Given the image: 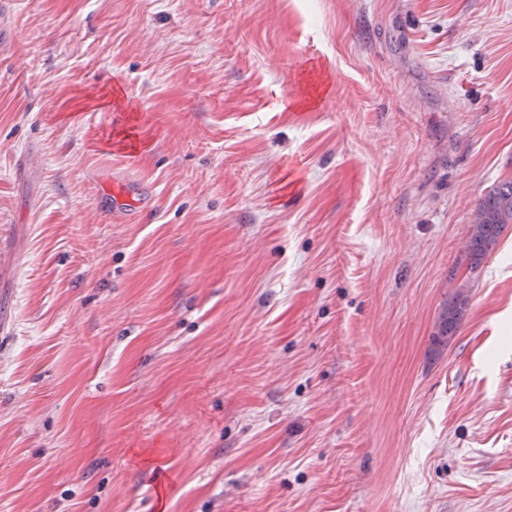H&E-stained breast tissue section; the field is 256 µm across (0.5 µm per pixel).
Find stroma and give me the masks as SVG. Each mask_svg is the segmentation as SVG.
Segmentation results:
<instances>
[{"label":"stroma","instance_id":"stroma-1","mask_svg":"<svg viewBox=\"0 0 512 512\" xmlns=\"http://www.w3.org/2000/svg\"><path fill=\"white\" fill-rule=\"evenodd\" d=\"M505 181L512 0H0V512H512ZM465 244L466 258L477 263L496 246L505 224H512V181L496 186L480 200ZM140 195V188L136 184L123 185L118 189L112 191V205L104 206L101 202H98L97 208L103 221L109 222L119 211L130 210L129 207L134 203V196ZM467 296L463 290H458L455 296L449 301L444 308L439 322V329L435 336V343L438 347L448 345V339L463 316V311L467 305Z\"/></svg>","mask_w":512,"mask_h":512}]
</instances>
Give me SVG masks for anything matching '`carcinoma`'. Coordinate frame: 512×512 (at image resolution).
Masks as SVG:
<instances>
[{"instance_id":"obj_1","label":"carcinoma","mask_w":512,"mask_h":512,"mask_svg":"<svg viewBox=\"0 0 512 512\" xmlns=\"http://www.w3.org/2000/svg\"><path fill=\"white\" fill-rule=\"evenodd\" d=\"M474 224L471 225L465 244L466 257L478 262L496 246L502 228L512 224V181H505L496 186L480 200L476 210ZM467 305V296L458 290L444 308L435 336L438 346L448 344V339L463 316Z\"/></svg>"}]
</instances>
